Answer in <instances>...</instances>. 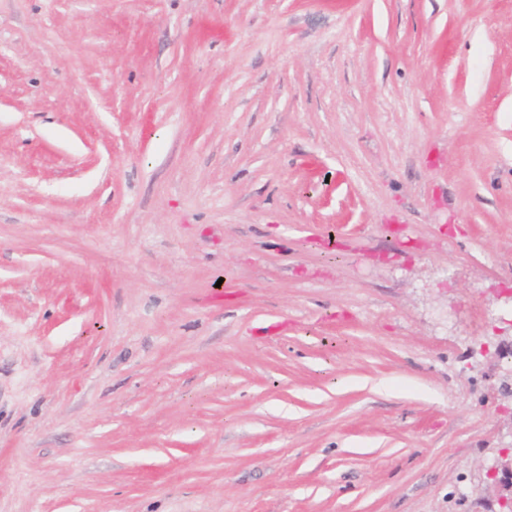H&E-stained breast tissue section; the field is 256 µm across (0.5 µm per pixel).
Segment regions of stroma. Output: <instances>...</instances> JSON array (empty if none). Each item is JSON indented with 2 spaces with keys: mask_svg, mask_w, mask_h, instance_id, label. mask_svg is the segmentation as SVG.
Segmentation results:
<instances>
[{
  "mask_svg": "<svg viewBox=\"0 0 512 512\" xmlns=\"http://www.w3.org/2000/svg\"><path fill=\"white\" fill-rule=\"evenodd\" d=\"M512 0H0V512H499Z\"/></svg>",
  "mask_w": 512,
  "mask_h": 512,
  "instance_id": "obj_1",
  "label": "stroma"
}]
</instances>
